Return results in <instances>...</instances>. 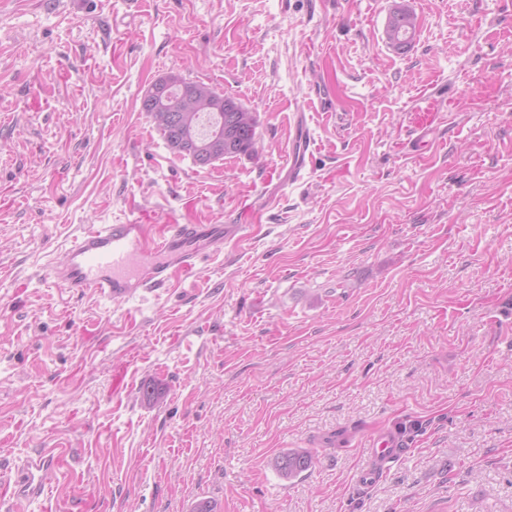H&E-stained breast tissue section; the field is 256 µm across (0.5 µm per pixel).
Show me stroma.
Wrapping results in <instances>:
<instances>
[{
	"label": "stroma",
	"instance_id": "35a3bbf8",
	"mask_svg": "<svg viewBox=\"0 0 512 512\" xmlns=\"http://www.w3.org/2000/svg\"><path fill=\"white\" fill-rule=\"evenodd\" d=\"M170 75L256 152L174 155L140 110ZM169 217L247 231L121 305L45 277ZM45 446L15 512H512V0H0V473ZM397 15H398V10L394 11L389 18V21H388L385 31H384L385 40H386V43L392 48H393L392 42L394 39L396 41L405 40L407 46L393 48L396 51L405 52L411 46V44L415 38L416 28L413 24H411V22L408 23V24H410L411 28L407 27V25L403 24L401 21L398 20ZM377 448H372L371 462L361 471L359 481L365 483L375 480L379 470L389 469L403 453V445L396 435H389L377 440ZM62 448H40L33 456L20 461V464L3 476V482L13 485L12 500L31 503L41 495L46 474L59 462ZM315 456L307 451H293L275 460L274 468L284 479H293L314 465Z\"/></svg>",
	"mask_w": 512,
	"mask_h": 512
}]
</instances>
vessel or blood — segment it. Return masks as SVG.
I'll return each instance as SVG.
<instances>
[{
    "instance_id": "obj_1",
    "label": "vessel or blood",
    "mask_w": 512,
    "mask_h": 512,
    "mask_svg": "<svg viewBox=\"0 0 512 512\" xmlns=\"http://www.w3.org/2000/svg\"><path fill=\"white\" fill-rule=\"evenodd\" d=\"M245 230L242 224H168L153 237L148 225L138 222L92 225L72 237L64 259L51 265L46 276L64 290L123 303L166 287L175 272L195 271L203 256L222 254L225 240L243 236ZM402 452L398 436L378 439L361 481L375 480ZM62 454L59 448L39 449L1 477L12 484L13 500L28 503L38 498L48 470Z\"/></svg>"
}]
</instances>
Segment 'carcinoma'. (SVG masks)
<instances>
[{
	"instance_id": "obj_1",
	"label": "carcinoma",
	"mask_w": 512,
	"mask_h": 512,
	"mask_svg": "<svg viewBox=\"0 0 512 512\" xmlns=\"http://www.w3.org/2000/svg\"><path fill=\"white\" fill-rule=\"evenodd\" d=\"M393 12L384 35L387 44L406 41L400 51L411 45L416 31L407 27ZM190 98L181 112H153L155 129L170 150L179 156H189L195 163L208 157V162L226 156L246 155L256 151L258 139L254 114L248 109L236 112L242 104L231 95L218 92L204 83L185 82L181 98ZM315 456L307 451H293L275 460L274 468L284 479H293L314 465Z\"/></svg>"
}]
</instances>
